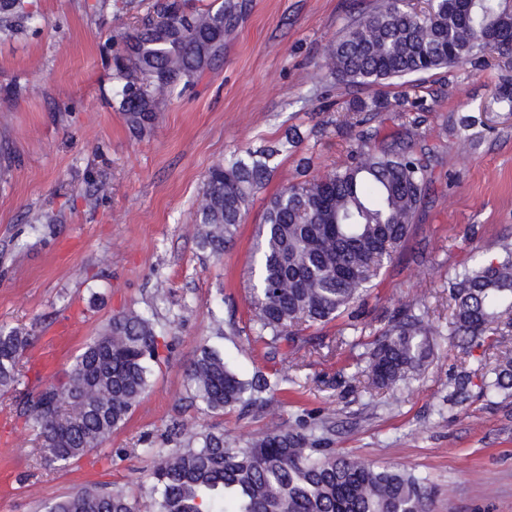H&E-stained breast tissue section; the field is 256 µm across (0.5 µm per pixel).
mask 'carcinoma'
I'll return each instance as SVG.
<instances>
[{
    "mask_svg": "<svg viewBox=\"0 0 512 512\" xmlns=\"http://www.w3.org/2000/svg\"><path fill=\"white\" fill-rule=\"evenodd\" d=\"M230 13L226 0L191 13L184 0L148 2L143 28L123 36L112 55V76L120 81L116 103L133 132L152 123L158 99L181 96L224 55ZM39 24L29 0H0V39ZM491 51L512 55V0H433L421 11L406 0H374L343 26L322 66L340 82L372 85L482 63ZM293 144L295 137L288 136L248 149L209 172L197 211L203 250L224 254L251 198L269 180L273 159ZM431 177L424 155L407 143L377 149L364 139L331 172L272 196L260 227L257 338L293 351L323 341L306 331L342 317L363 297L409 236ZM502 250L503 257H480L448 280V331L462 349L512 329V243ZM437 335L426 302L398 308L367 343L360 374L368 387L409 384L433 356ZM32 345L30 333L0 325L1 395L21 385V361ZM159 362L154 321L128 310L110 317L85 344L65 379L24 393L17 412L34 432L46 466L65 469L103 447L147 394ZM476 371L482 393L512 395V357L494 366L480 361ZM470 383V373L457 375L448 404L468 400ZM187 384L209 412L267 405L264 394L275 386L262 373L243 378L208 344L187 370ZM162 444L144 449L153 460L144 504L123 489L88 484L47 503L45 512H429L436 496L428 479L412 470L321 447L305 422L278 424L227 447L221 432L184 445L174 423Z\"/></svg>",
    "mask_w": 512,
    "mask_h": 512,
    "instance_id": "obj_1",
    "label": "carcinoma"
}]
</instances>
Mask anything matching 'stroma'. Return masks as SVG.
Returning <instances> with one entry per match:
<instances>
[{
	"label": "stroma",
	"mask_w": 512,
	"mask_h": 512,
	"mask_svg": "<svg viewBox=\"0 0 512 512\" xmlns=\"http://www.w3.org/2000/svg\"><path fill=\"white\" fill-rule=\"evenodd\" d=\"M371 2L237 0L223 60L162 102L140 134L115 106L100 52L138 24L122 0H33L42 28L0 41V142L9 148L0 160V325L34 336L28 378L62 373L123 310L151 314L170 345L127 423L65 470L43 465L14 395L0 396V512H42L88 483L140 499L152 466L143 441L175 420L184 440L220 430L235 445L300 418L315 419L324 447L427 476L438 490L433 512H512V396L475 390L462 405L446 401L451 380L476 369L481 349L466 355L440 336L428 368L394 391H367L357 374L366 342L395 308L425 300L435 326L446 328L448 280L470 265L472 248L492 258L512 242V112L494 102L512 67L493 55L482 67L390 84L326 76V48ZM405 94L424 110L376 112L367 127L389 138L420 122L414 147L428 151L433 178L410 235L355 320L321 328L323 348L267 347L255 338L251 288L268 199L297 181L300 160L313 177L346 158L359 134L356 103ZM288 133L296 147L275 159L223 257L199 249L210 169ZM204 343L244 377H281L272 404L246 413L192 404L186 371Z\"/></svg>",
	"instance_id": "stroma-1"
}]
</instances>
